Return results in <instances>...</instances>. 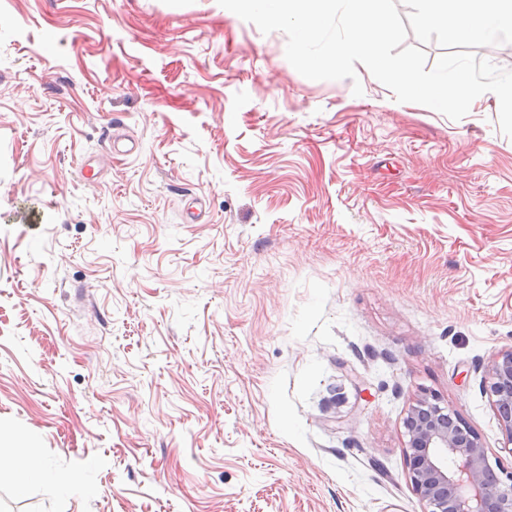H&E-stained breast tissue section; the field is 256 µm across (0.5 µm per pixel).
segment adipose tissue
<instances>
[{"instance_id": "1", "label": "adipose tissue", "mask_w": 512, "mask_h": 512, "mask_svg": "<svg viewBox=\"0 0 512 512\" xmlns=\"http://www.w3.org/2000/svg\"><path fill=\"white\" fill-rule=\"evenodd\" d=\"M421 26H438L447 30L451 39L459 44L492 37L501 30H512V0H475L474 5L460 8L456 0H420ZM12 474L17 491H25L30 482L55 486L72 492L79 488L76 477H62L35 459L0 448V474Z\"/></svg>"}]
</instances>
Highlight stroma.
<instances>
[{"label": "stroma", "instance_id": "stroma-1", "mask_svg": "<svg viewBox=\"0 0 512 512\" xmlns=\"http://www.w3.org/2000/svg\"><path fill=\"white\" fill-rule=\"evenodd\" d=\"M286 43L217 0H0V443L82 485L5 477L0 512H425L430 394L512 471L493 93L455 121ZM487 371V387L499 425L512 444V350L494 357Z\"/></svg>", "mask_w": 512, "mask_h": 512}]
</instances>
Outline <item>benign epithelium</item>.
Returning <instances> with one entry per match:
<instances>
[{"instance_id":"1","label":"benign epithelium","mask_w":512,"mask_h":512,"mask_svg":"<svg viewBox=\"0 0 512 512\" xmlns=\"http://www.w3.org/2000/svg\"><path fill=\"white\" fill-rule=\"evenodd\" d=\"M488 391L512 443V350L488 366ZM411 482L427 512H512V472L498 476L478 434L427 397L404 418Z\"/></svg>"}]
</instances>
